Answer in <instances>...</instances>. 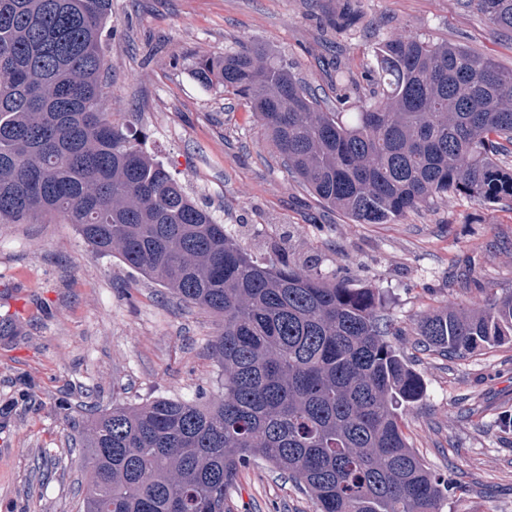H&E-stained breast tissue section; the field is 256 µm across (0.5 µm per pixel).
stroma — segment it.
Instances as JSON below:
<instances>
[{"mask_svg": "<svg viewBox=\"0 0 512 512\" xmlns=\"http://www.w3.org/2000/svg\"><path fill=\"white\" fill-rule=\"evenodd\" d=\"M344 0H112L106 109L261 262L315 265L379 289L393 343L424 385L400 408L424 466L461 489L442 512H512V343L464 357L426 348L434 311L512 292V208L451 194L388 224L321 204L266 143L245 101L203 89L197 56L255 46L287 62L329 108L336 71L365 84L385 39L459 44L512 68V32L465 0H354L352 28L327 27ZM0 512H79L87 478L71 417L86 406L215 396L218 326L118 257L96 255L71 224H0ZM229 512H316L269 464L243 470Z\"/></svg>", "mask_w": 512, "mask_h": 512, "instance_id": "35a3bbf8", "label": "stroma"}]
</instances>
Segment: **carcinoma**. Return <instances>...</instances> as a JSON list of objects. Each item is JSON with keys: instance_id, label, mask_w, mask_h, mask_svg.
<instances>
[{"instance_id": "carcinoma-1", "label": "carcinoma", "mask_w": 512, "mask_h": 512, "mask_svg": "<svg viewBox=\"0 0 512 512\" xmlns=\"http://www.w3.org/2000/svg\"><path fill=\"white\" fill-rule=\"evenodd\" d=\"M512 31V0H475ZM112 0H0V224L59 218L182 302L221 318L218 397H157L78 424L83 512H226L257 460L316 512H442L398 409L423 396L387 339L380 291L308 267L259 263L105 109ZM360 15L346 3L330 27ZM374 89L326 112L283 61L252 49L191 73L250 104L275 153L322 203L386 224L449 193L512 206V69L401 35L375 51ZM417 335L447 356L512 342V293L434 312Z\"/></svg>"}]
</instances>
